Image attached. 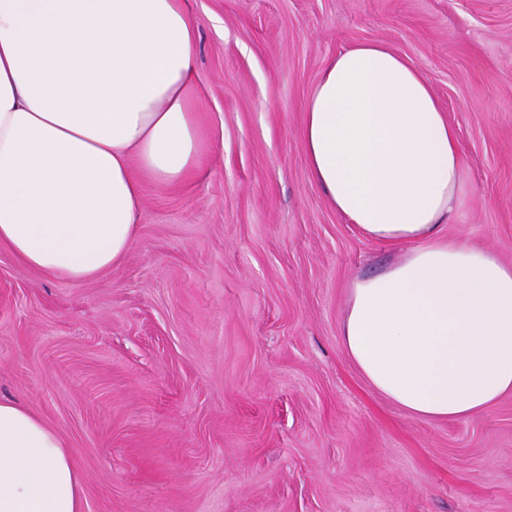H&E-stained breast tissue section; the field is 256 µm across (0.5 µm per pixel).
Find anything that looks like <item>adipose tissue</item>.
Returning a JSON list of instances; mask_svg holds the SVG:
<instances>
[{
  "label": "adipose tissue",
  "mask_w": 512,
  "mask_h": 512,
  "mask_svg": "<svg viewBox=\"0 0 512 512\" xmlns=\"http://www.w3.org/2000/svg\"><path fill=\"white\" fill-rule=\"evenodd\" d=\"M190 0H0V245L87 281L140 219V167L178 184L201 161ZM310 180L364 239L400 249L354 279L343 346L415 417L479 414L512 392V264L448 240L464 162L410 61L380 41L331 58L305 106ZM59 431L0 398V512H84Z\"/></svg>",
  "instance_id": "adipose-tissue-1"
}]
</instances>
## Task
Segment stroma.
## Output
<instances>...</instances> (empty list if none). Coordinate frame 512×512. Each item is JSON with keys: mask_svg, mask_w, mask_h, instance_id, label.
Wrapping results in <instances>:
<instances>
[{"mask_svg": "<svg viewBox=\"0 0 512 512\" xmlns=\"http://www.w3.org/2000/svg\"><path fill=\"white\" fill-rule=\"evenodd\" d=\"M201 163L141 176L124 258L75 282L0 247V397L56 427L85 512H512V392L423 420L339 336L349 285L394 259L309 178L304 103L380 40L458 135L448 227L512 263V0H192Z\"/></svg>", "mask_w": 512, "mask_h": 512, "instance_id": "stroma-1", "label": "stroma"}]
</instances>
